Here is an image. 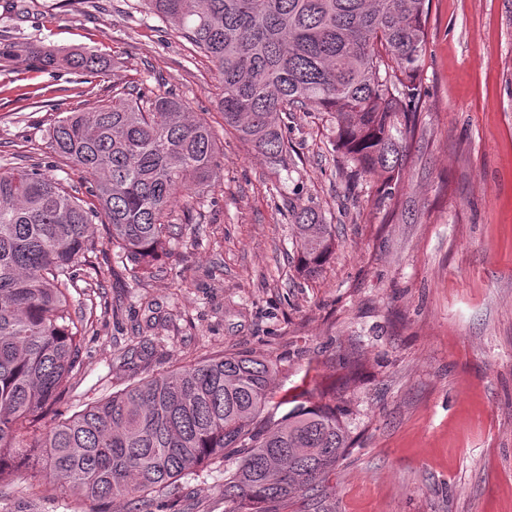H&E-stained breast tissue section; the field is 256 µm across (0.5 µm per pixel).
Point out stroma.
<instances>
[{"label":"stroma","instance_id":"obj_1","mask_svg":"<svg viewBox=\"0 0 512 512\" xmlns=\"http://www.w3.org/2000/svg\"><path fill=\"white\" fill-rule=\"evenodd\" d=\"M7 13L0 39L25 46L0 61V166L83 177L52 155L59 113L116 86L177 94L214 130L222 172L178 198L170 253L133 275L95 222L94 275L76 280L80 368L60 405L69 416L130 383L227 351L277 361L264 414L278 421L309 392L335 407L352 446L321 501L287 512H512V0H430L426 90L392 197L352 175L324 112L288 118L286 167L275 170L224 127L222 86L207 58L140 0H33ZM43 45L101 52L87 78L40 69ZM313 201L336 227L320 273L297 269L288 204ZM225 460L155 494V512H224ZM0 479V512H128L89 500L42 469Z\"/></svg>","mask_w":512,"mask_h":512}]
</instances>
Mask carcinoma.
Here are the masks:
<instances>
[{
  "label": "carcinoma",
  "instance_id": "obj_1",
  "mask_svg": "<svg viewBox=\"0 0 512 512\" xmlns=\"http://www.w3.org/2000/svg\"><path fill=\"white\" fill-rule=\"evenodd\" d=\"M430 0H142L211 62L224 125L274 168L285 166L290 112H326L351 170L391 198L426 90ZM46 70L96 74L101 55L43 47ZM52 152L87 179V196L35 168H0V475L45 450L50 470L91 500L125 498L153 512V493L236 449L224 512H279L317 498L351 447L328 405L261 419L278 367L229 352L130 383L50 426L45 417L80 366L70 288L102 217L112 245L144 272L178 235L171 206L220 172L210 125L170 93L113 88L112 100L67 112ZM301 272L317 275L336 247L314 202H288Z\"/></svg>",
  "mask_w": 512,
  "mask_h": 512
}]
</instances>
